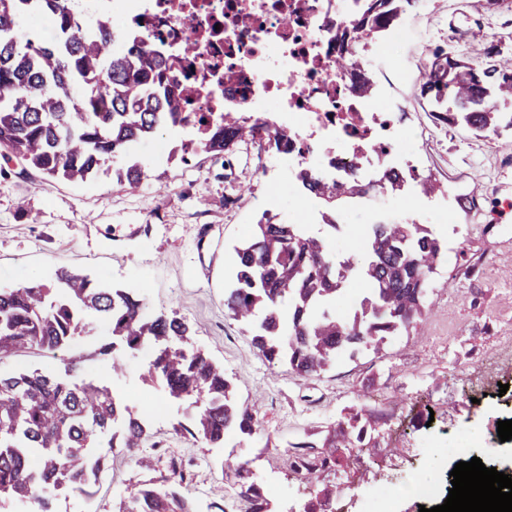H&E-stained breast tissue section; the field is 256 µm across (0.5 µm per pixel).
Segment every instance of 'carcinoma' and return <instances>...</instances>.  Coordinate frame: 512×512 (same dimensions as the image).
<instances>
[{
    "instance_id": "1",
    "label": "carcinoma",
    "mask_w": 512,
    "mask_h": 512,
    "mask_svg": "<svg viewBox=\"0 0 512 512\" xmlns=\"http://www.w3.org/2000/svg\"><path fill=\"white\" fill-rule=\"evenodd\" d=\"M415 2L359 0L347 24L336 29L334 65L350 75L355 91L374 90L356 39L383 33ZM35 10L53 14V41H18L19 20ZM118 40L106 23L85 26L73 0H0L1 160H18L46 177L87 182L107 160L122 157L113 177L131 189L142 184L147 167L132 156L134 149L184 121L187 100L167 78L168 59L139 42L118 50ZM420 96L443 126L482 133L512 128V59L500 57L495 46L480 63L436 52ZM270 127L264 112H224L204 123V151L228 157L260 135L275 153L287 148L288 136ZM299 178L330 205L323 213L326 235L310 236L301 224L263 213L235 247L224 307L248 328L266 361L286 362L306 377L409 332L423 315L448 243L425 224H374L363 253L338 262L327 249V239L336 237V201H355L369 187L357 176L328 182L304 171ZM404 185L401 173H385V190L397 194ZM56 281L54 289L34 280L0 289V359L38 347L70 353L72 369L93 358L110 359L119 377L124 358L151 346L155 356L143 378L198 408L194 434L218 445L233 429L254 432L256 414L236 400L224 368L183 347L189 327L180 318L149 317L143 297L85 274L60 269ZM90 316L110 325L112 340L99 341L86 354L71 344ZM147 438L143 419L107 386L37 370L0 374V507L33 499L38 512H54V491L90 494L116 449L139 448ZM229 468L251 512H270L248 462ZM184 481L175 471L160 485L148 483L115 512H198L181 494Z\"/></svg>"
}]
</instances>
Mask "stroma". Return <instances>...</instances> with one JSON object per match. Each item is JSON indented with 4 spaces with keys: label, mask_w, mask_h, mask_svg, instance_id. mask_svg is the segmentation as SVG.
I'll return each instance as SVG.
<instances>
[{
    "label": "stroma",
    "mask_w": 512,
    "mask_h": 512,
    "mask_svg": "<svg viewBox=\"0 0 512 512\" xmlns=\"http://www.w3.org/2000/svg\"><path fill=\"white\" fill-rule=\"evenodd\" d=\"M405 37L387 56L365 55L374 82L384 83L420 155V176L444 191L425 196L431 207L447 202V187L477 192L481 210H459L448 236V260L433 276L428 312L410 335L394 336L380 350L329 364L302 377L265 361L245 326L224 308L228 258L263 212L287 220L295 201L275 154L265 144L243 146L234 156L200 152L186 164L152 162V143L139 154L150 176L136 190L99 172L86 183L22 173L0 161V289L35 279L52 281L59 268L90 275L129 291H143L150 315L177 313L190 329L193 348L220 364L239 401L252 407L259 426L252 436L208 445L182 431L190 408L173 401L161 384L140 379L145 365L127 358L113 378L108 363L91 360L70 370L66 355L37 348L0 360V372L38 369L72 381L109 386L134 413L147 417L149 438L134 452L115 454L91 497L57 492L56 512H112L116 500L173 471L185 475L184 494L223 503L230 462L248 461L254 481L268 488L279 512H302L311 487L288 472L280 452L306 440L313 429L331 430L342 409L364 410L367 446L397 435V448L413 449L404 467L445 480L446 463L421 450L436 436L466 429L484 434L474 454L512 470V447L492 428L508 407L498 394L468 399L465 373L478 355L512 337V130L461 132L437 124L418 97L436 49L473 60L487 45L512 57V0L501 10L483 0H429L402 19Z\"/></svg>",
    "instance_id": "1"
}]
</instances>
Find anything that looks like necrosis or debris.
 I'll return each mask as SVG.
<instances>
[{
    "label": "necrosis or debris",
    "mask_w": 512,
    "mask_h": 512,
    "mask_svg": "<svg viewBox=\"0 0 512 512\" xmlns=\"http://www.w3.org/2000/svg\"><path fill=\"white\" fill-rule=\"evenodd\" d=\"M96 20L111 22L122 42H146L178 64L169 77L184 86L193 117L180 145L199 149V116L255 111L272 115L290 145L278 155L296 183L300 170L326 181L358 175L380 191L384 170L407 171V129L388 120L375 95L352 92L336 72L334 37L356 0H92ZM512 372V342L473 366L476 387H496ZM437 501L433 484L375 480L360 512H395L403 495Z\"/></svg>",
    "instance_id": "obj_1"
}]
</instances>
